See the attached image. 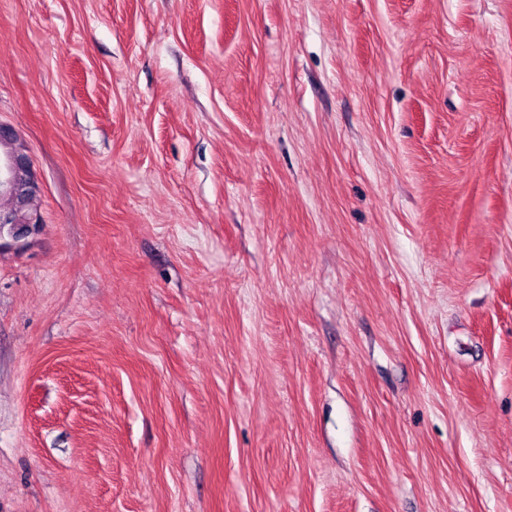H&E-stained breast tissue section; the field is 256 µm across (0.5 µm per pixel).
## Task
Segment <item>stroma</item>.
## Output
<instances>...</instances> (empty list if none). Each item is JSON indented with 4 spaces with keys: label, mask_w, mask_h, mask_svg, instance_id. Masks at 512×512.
I'll use <instances>...</instances> for the list:
<instances>
[{
    "label": "stroma",
    "mask_w": 512,
    "mask_h": 512,
    "mask_svg": "<svg viewBox=\"0 0 512 512\" xmlns=\"http://www.w3.org/2000/svg\"><path fill=\"white\" fill-rule=\"evenodd\" d=\"M0 512H512V0H0ZM21 170H27L29 173L26 183L17 181L16 174ZM18 178L24 180L26 173H18ZM40 190V182L34 172L33 162L29 154L14 151L6 154L3 160L0 157V192L6 194L0 195V199L6 198L9 205L4 209L1 208L0 212H9L16 208V203L11 197L17 198L20 204L23 205L30 194H36ZM35 224H41V218L38 213H28L23 217L0 215V248L1 239L5 234L8 235L14 243H18L34 230ZM1 227H4L2 232Z\"/></svg>",
    "instance_id": "obj_1"
}]
</instances>
